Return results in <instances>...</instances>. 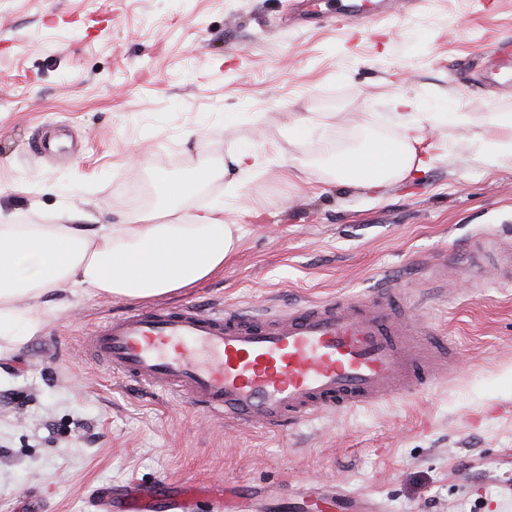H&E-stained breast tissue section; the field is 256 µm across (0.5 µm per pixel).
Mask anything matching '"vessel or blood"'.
I'll return each mask as SVG.
<instances>
[{"label": "vessel or blood", "mask_w": 512, "mask_h": 512, "mask_svg": "<svg viewBox=\"0 0 512 512\" xmlns=\"http://www.w3.org/2000/svg\"><path fill=\"white\" fill-rule=\"evenodd\" d=\"M301 22L368 26L417 10L424 0H302ZM479 79H512V35L490 48ZM384 285L333 299L266 312L196 303L146 307L112 317L85 339L86 350L114 375L189 402L207 417L236 428L279 430L323 416H338L392 400L419 398L446 382L453 342L411 323L408 305ZM324 500L343 501L345 512H387L385 500L315 485ZM211 512H264V496L233 488ZM194 494L170 496L132 484L104 499V512H192Z\"/></svg>", "instance_id": "obj_1"}]
</instances>
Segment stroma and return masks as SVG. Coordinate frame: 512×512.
<instances>
[{
	"label": "stroma",
	"mask_w": 512,
	"mask_h": 512,
	"mask_svg": "<svg viewBox=\"0 0 512 512\" xmlns=\"http://www.w3.org/2000/svg\"><path fill=\"white\" fill-rule=\"evenodd\" d=\"M287 19L288 0H0V208L54 224L71 196L115 224L156 208L157 172L256 145L261 171L235 196L219 181L184 202H223V270L162 302L279 307L390 283L455 342L452 376L412 401L240 431L90 357L87 334L137 301L79 292L60 311L48 294L47 322L0 348V512H95L94 495L160 480L266 485L268 512H336L300 503L311 480L391 512H512V285L469 268L477 241L512 248V164L475 160L512 90L458 79L512 34V0H427L354 39ZM401 97L419 128L393 117ZM56 133L57 153L33 150ZM405 137L440 161L377 189L337 181L336 154Z\"/></svg>",
	"instance_id": "1"
}]
</instances>
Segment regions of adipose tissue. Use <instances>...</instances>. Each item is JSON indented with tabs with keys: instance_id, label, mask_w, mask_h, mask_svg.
<instances>
[{
	"instance_id": "ef3b65f1",
	"label": "adipose tissue",
	"mask_w": 512,
	"mask_h": 512,
	"mask_svg": "<svg viewBox=\"0 0 512 512\" xmlns=\"http://www.w3.org/2000/svg\"><path fill=\"white\" fill-rule=\"evenodd\" d=\"M431 159L415 160L408 141H375L337 156L338 180L375 189L405 172H426ZM224 177L223 167L199 165L190 177L156 180L160 199L173 219L86 225V213L67 208L62 224H19L0 208V336L21 344L43 323V309L30 296L84 288L107 296L148 299L188 288L221 270L233 244L222 209L187 211L182 198L194 187Z\"/></svg>"
}]
</instances>
